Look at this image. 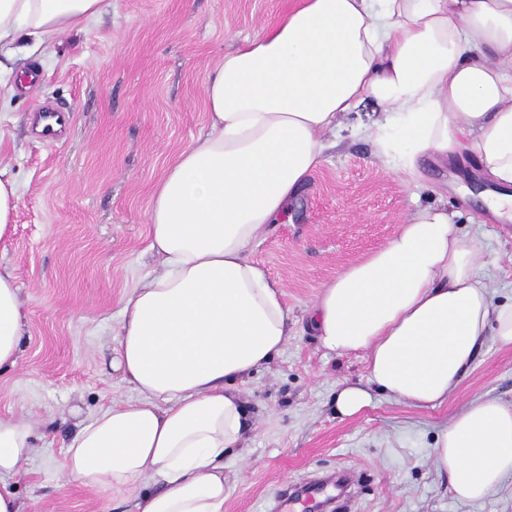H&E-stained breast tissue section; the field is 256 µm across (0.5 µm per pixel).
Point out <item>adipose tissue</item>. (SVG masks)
Returning <instances> with one entry per match:
<instances>
[{"label":"adipose tissue","instance_id":"1","mask_svg":"<svg viewBox=\"0 0 512 512\" xmlns=\"http://www.w3.org/2000/svg\"><path fill=\"white\" fill-rule=\"evenodd\" d=\"M106 0H0V73ZM208 130L152 193L149 245L162 264L127 294L114 337L133 395L67 443L66 483L133 493L134 512H224V457L245 452L237 385L279 355L289 311L250 258L319 164L324 132L364 100L360 129L403 182L419 160L473 155L512 213V0H301L204 85ZM326 351L364 353L365 381L336 388V410L361 413L381 393L418 409L445 405L485 337L512 347V300L498 301L477 243L446 206L417 204L387 243L319 292L310 313ZM25 336L20 289L0 271V368ZM30 426L0 415V512H21L12 480L32 455ZM438 472L464 501L512 474V403L482 396L436 432Z\"/></svg>","mask_w":512,"mask_h":512}]
</instances>
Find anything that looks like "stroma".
Wrapping results in <instances>:
<instances>
[{"instance_id":"35a3bbf8","label":"stroma","mask_w":512,"mask_h":512,"mask_svg":"<svg viewBox=\"0 0 512 512\" xmlns=\"http://www.w3.org/2000/svg\"><path fill=\"white\" fill-rule=\"evenodd\" d=\"M295 0H112L87 32L63 35L15 69L0 105V173L20 186L12 239L0 244L26 313L23 353L0 372V414L28 422L35 450L13 481L22 512H131L130 496L64 485L65 444L100 410L130 397L113 336L124 298L159 272L148 250L149 201L179 153L208 129L204 82L242 39L274 24ZM70 111L58 142L45 144L35 117ZM372 102L345 130L324 134L322 160L250 257L280 283L289 309L280 355L239 385L253 432L245 459L224 460V512H272L284 483L343 469L360 482L351 512H512V475L480 503L458 501L431 457L438 427L475 398L512 402V348L486 339L448 403L416 409L375 394L363 414H336V385L363 379L364 354H325L310 323L322 286L383 246L414 200L441 196L500 300L512 298V222L481 195L474 159L424 158L412 192L356 134Z\"/></svg>"}]
</instances>
